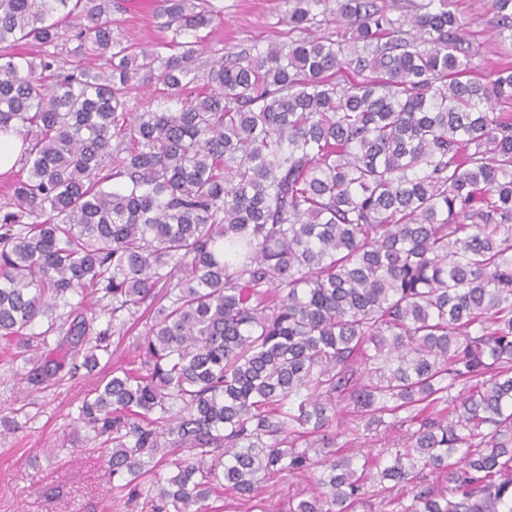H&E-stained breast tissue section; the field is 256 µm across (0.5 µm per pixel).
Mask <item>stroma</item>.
<instances>
[{"label":"stroma","instance_id":"35a3bbf8","mask_svg":"<svg viewBox=\"0 0 512 512\" xmlns=\"http://www.w3.org/2000/svg\"><path fill=\"white\" fill-rule=\"evenodd\" d=\"M218 3L224 14L203 42V61L253 53L292 38L281 21L283 0ZM458 8L467 22L472 62L478 74H487L506 60L494 35L488 0H458ZM112 17L124 43L150 47L164 36L158 12L139 19L122 7ZM88 313L95 329L112 333L111 362L133 360L148 329L145 321H133L125 313L116 318L97 305L89 306ZM14 351L0 340V407L17 409L22 424L17 433L0 435V512H112L107 456L92 432L75 425L84 395L103 377V370L34 386L27 381L29 365L14 359Z\"/></svg>","mask_w":512,"mask_h":512}]
</instances>
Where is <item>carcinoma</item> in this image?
Listing matches in <instances>:
<instances>
[{"label":"carcinoma","instance_id":"carcinoma-1","mask_svg":"<svg viewBox=\"0 0 512 512\" xmlns=\"http://www.w3.org/2000/svg\"><path fill=\"white\" fill-rule=\"evenodd\" d=\"M284 4L288 46L200 74L211 0H162L152 49L112 34L113 0H0V44L42 48L0 55V132L24 145L0 337L40 386L108 352L96 294L149 310L140 367L78 416L118 510L211 512L228 488L254 512L262 483L319 468L288 512H354L371 467L332 451L345 407L402 432L378 474L395 512H512V66L473 76L456 0ZM489 9L512 48V0ZM320 14L349 36L310 35Z\"/></svg>","mask_w":512,"mask_h":512}]
</instances>
